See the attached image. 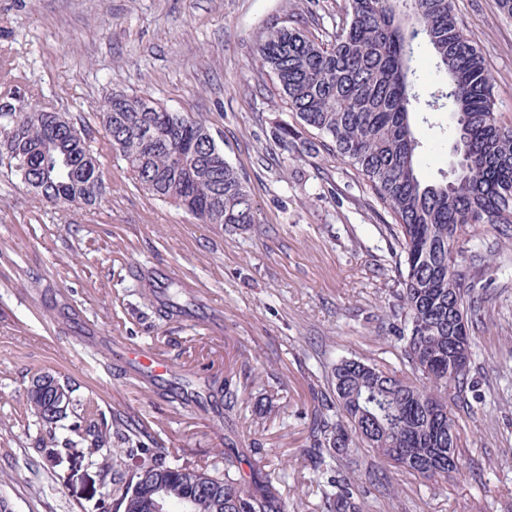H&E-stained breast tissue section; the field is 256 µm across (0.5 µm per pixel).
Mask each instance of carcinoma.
<instances>
[{
	"label": "carcinoma",
	"instance_id": "1",
	"mask_svg": "<svg viewBox=\"0 0 512 512\" xmlns=\"http://www.w3.org/2000/svg\"><path fill=\"white\" fill-rule=\"evenodd\" d=\"M427 52L434 80L416 65ZM255 61L273 74L291 122L272 132L294 157L340 159L394 220L400 290L394 328L403 368L340 358L332 396L315 407L314 468H337L353 445L397 470L436 482L462 466L459 424L448 409L466 401L471 330L477 313L472 269L497 271L494 252L466 237L483 225L495 238H512V125L500 122L493 77L482 53L459 25L452 0H345L336 33L325 39L305 25L276 23L259 31ZM24 76L0 72V167L58 207L84 208L101 196V162L87 133L65 112H50L22 92ZM453 105L449 169L422 176L427 149L421 126L439 101ZM112 154L142 190L169 200L205 224L227 228L255 223L246 176L224 156L200 118L172 112L146 94L114 93L97 107ZM141 299L154 304V281H138ZM183 284L166 286L163 318L186 316L192 299ZM245 387L235 373L211 393L224 395V416L238 412ZM65 382L29 390L27 410L57 439L58 423L72 415L59 440L76 461L112 447V432L142 442L137 428L102 422L92 399L79 403ZM237 445L224 438V468L170 463L157 455L115 483L128 512H152L160 488L168 504L193 512H286L281 477L256 465L242 468ZM327 512H363L364 502L336 473Z\"/></svg>",
	"mask_w": 512,
	"mask_h": 512
}]
</instances>
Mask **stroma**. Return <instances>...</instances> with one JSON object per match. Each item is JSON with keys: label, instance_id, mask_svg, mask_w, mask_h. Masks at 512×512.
Wrapping results in <instances>:
<instances>
[{"label": "stroma", "instance_id": "1", "mask_svg": "<svg viewBox=\"0 0 512 512\" xmlns=\"http://www.w3.org/2000/svg\"><path fill=\"white\" fill-rule=\"evenodd\" d=\"M344 0H0V65L25 73L40 105L82 121L101 157L106 194L57 208L0 167V500L10 512H116L101 458L75 466L24 414L37 372L121 413L149 440L113 438L124 474L166 453L219 464L238 450L283 478L288 512H325L310 446L312 413L339 356L401 368L388 315L397 246L390 216L330 159L295 158L271 139L288 118L254 61V36L279 19L318 21L331 38ZM494 77L496 110L512 125V19L497 0H454ZM146 93L203 119L247 176L256 224L228 231L152 199L112 156L94 116L111 93ZM165 269L198 301L159 317L137 272ZM487 281V280H486ZM473 335L469 408L459 415L463 468L426 483L366 457L349 475L366 512H512V267L487 281ZM163 353L187 378L247 368L233 420L182 408L115 369L87 333Z\"/></svg>", "mask_w": 512, "mask_h": 512}]
</instances>
